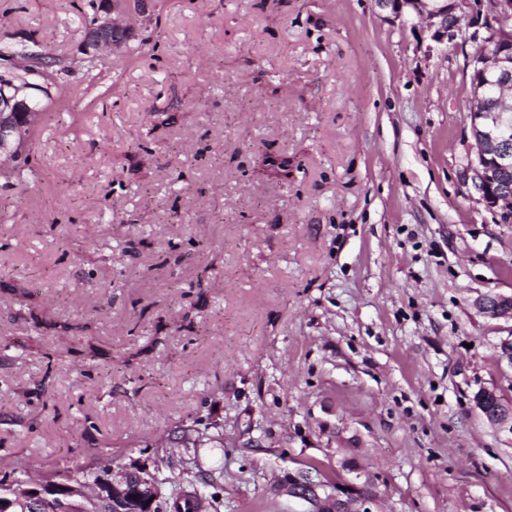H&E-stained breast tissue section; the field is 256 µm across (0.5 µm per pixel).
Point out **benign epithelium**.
Returning a JSON list of instances; mask_svg holds the SVG:
<instances>
[{
    "label": "benign epithelium",
    "mask_w": 512,
    "mask_h": 512,
    "mask_svg": "<svg viewBox=\"0 0 512 512\" xmlns=\"http://www.w3.org/2000/svg\"><path fill=\"white\" fill-rule=\"evenodd\" d=\"M382 8H391L395 17L404 13L427 20L433 30L432 39L451 43L467 38L480 43V49L471 57L472 98L470 107L471 132L477 147L475 160L470 163L474 190L490 208L501 210L502 223H512V189L501 184V171L512 166V113L495 112L488 102L491 90H512V0H487L485 15L468 12L470 0H376ZM146 0H101L102 15L86 33L81 53L93 62L104 49L120 47L131 37V27L125 18L145 11ZM32 82L13 94H0V161L12 163L16 148L8 147L14 138L16 122L32 126L37 110L28 104V92L43 89L54 81L51 66L40 64L30 72ZM479 313L492 318L512 320V295L486 294L475 303ZM497 397L493 390L483 389L473 397L475 408L489 418L497 429L512 435V411L486 410L488 400ZM342 468L353 473L351 477H336L332 481L321 471L301 466L288 473L285 492L305 501L307 512H371L368 482H359L357 465L346 461ZM96 497L107 512H159L163 495L159 481L153 475L141 472H122L114 478L113 470L97 473L92 483ZM87 495L83 482H74L63 474L44 479L31 488L21 479L12 486L10 496L0 498V512H65L64 499H83Z\"/></svg>",
    "instance_id": "1"
}]
</instances>
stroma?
Masks as SVG:
<instances>
[{
    "instance_id": "1",
    "label": "stroma",
    "mask_w": 512,
    "mask_h": 512,
    "mask_svg": "<svg viewBox=\"0 0 512 512\" xmlns=\"http://www.w3.org/2000/svg\"><path fill=\"white\" fill-rule=\"evenodd\" d=\"M87 0H0L66 57L0 165V469H144L209 512H305L355 461L372 512H512V223L480 201L468 57L376 0H147L87 69ZM288 163L287 176L266 158ZM101 354L91 357L90 346ZM216 422L198 449L179 429ZM475 306L477 311L485 316L512 320L511 294H486L477 300ZM497 394L494 390L483 389L476 393L473 397L475 408L485 418L488 417L489 421L497 427L499 432L512 435V411L498 409L495 414H488L486 410V403L491 398H496ZM200 487L193 480H186V484L180 488L179 493L168 498L163 512H199V494L204 495L207 488H217V479L210 476L202 478Z\"/></svg>"
}]
</instances>
